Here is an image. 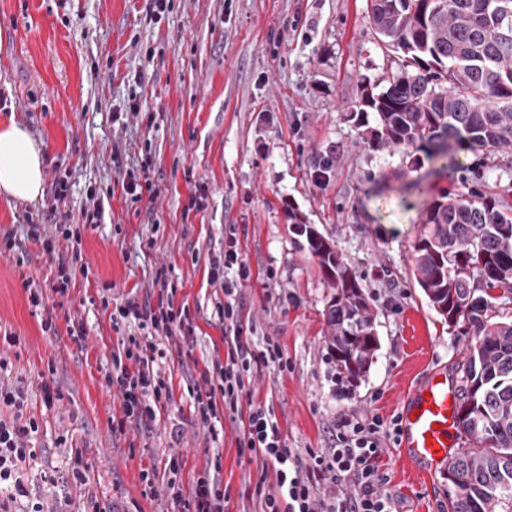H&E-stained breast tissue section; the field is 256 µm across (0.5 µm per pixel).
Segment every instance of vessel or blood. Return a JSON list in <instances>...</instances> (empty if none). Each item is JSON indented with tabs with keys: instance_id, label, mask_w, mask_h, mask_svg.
Masks as SVG:
<instances>
[{
	"instance_id": "obj_1",
	"label": "vessel or blood",
	"mask_w": 512,
	"mask_h": 512,
	"mask_svg": "<svg viewBox=\"0 0 512 512\" xmlns=\"http://www.w3.org/2000/svg\"><path fill=\"white\" fill-rule=\"evenodd\" d=\"M460 431L457 385L446 370H432L404 400L402 453L418 469L443 466L457 446Z\"/></svg>"
}]
</instances>
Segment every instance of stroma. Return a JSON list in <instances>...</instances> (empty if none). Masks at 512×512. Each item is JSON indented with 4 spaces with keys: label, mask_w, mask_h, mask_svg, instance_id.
Masks as SVG:
<instances>
[{
    "label": "stroma",
    "mask_w": 512,
    "mask_h": 512,
    "mask_svg": "<svg viewBox=\"0 0 512 512\" xmlns=\"http://www.w3.org/2000/svg\"><path fill=\"white\" fill-rule=\"evenodd\" d=\"M152 10V0H0V125L27 128L45 164L42 197L0 196V237L20 245L0 253V385L25 388L39 425L36 457L22 465L29 495L0 490V512L36 503L46 512H181L166 492L172 457L183 493L217 463L225 512H256L262 456L239 452L241 424L228 418L212 442L187 390L189 374L224 355V290L208 271L231 226L251 271L238 285L244 314L287 362L253 371L248 400L273 409L292 452L333 446L342 414L391 420L434 367L461 377L468 339L449 331L415 282L413 248L423 210L441 193L476 189L512 203V153L465 150L436 172L424 153L367 148L354 119L359 89L376 87L389 63L367 0H168L159 19ZM145 161L160 194L134 203L121 183ZM91 188L105 218L81 229L88 270L62 298L52 290L57 262L30 241L29 225L49 234L77 222ZM290 207L335 242L375 312L378 349L357 386L338 377L325 345L332 290L297 243ZM160 268L198 329L188 354L167 359L172 400L152 432L115 434L121 403L102 372L123 335L100 295L142 301ZM28 282L41 289V307ZM49 315L52 332L41 325ZM70 316L82 320L84 340L69 335ZM43 382L63 393L54 407L41 400ZM78 450L88 481L60 491L55 480ZM379 465L396 512H442L446 469L413 471L392 439ZM145 469L156 473V494L144 491Z\"/></svg>",
    "instance_id": "obj_1"
}]
</instances>
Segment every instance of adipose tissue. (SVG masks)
Instances as JSON below:
<instances>
[{
  "label": "adipose tissue",
  "mask_w": 512,
  "mask_h": 512,
  "mask_svg": "<svg viewBox=\"0 0 512 512\" xmlns=\"http://www.w3.org/2000/svg\"><path fill=\"white\" fill-rule=\"evenodd\" d=\"M44 158L26 128L0 126V195L32 201L44 192Z\"/></svg>",
  "instance_id": "ef3b65f1"
}]
</instances>
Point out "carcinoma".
Returning a JSON list of instances; mask_svg holds the SVG:
<instances>
[{"label":"carcinoma","mask_w":512,"mask_h":512,"mask_svg":"<svg viewBox=\"0 0 512 512\" xmlns=\"http://www.w3.org/2000/svg\"><path fill=\"white\" fill-rule=\"evenodd\" d=\"M391 55L386 86L362 91L373 151H423L456 161L462 150L512 152V0H370ZM288 223L333 293L325 342L341 379L369 369L374 314L334 242L288 208ZM413 275L435 310L472 336L461 366V447L448 464V512H512V322L488 310L512 303V213L489 194L445 193L423 211Z\"/></svg>","instance_id":"cac0c4a2"}]
</instances>
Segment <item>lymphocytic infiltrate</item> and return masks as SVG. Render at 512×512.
<instances>
[{
  "label": "lymphocytic infiltrate",
  "instance_id": "obj_1",
  "mask_svg": "<svg viewBox=\"0 0 512 512\" xmlns=\"http://www.w3.org/2000/svg\"><path fill=\"white\" fill-rule=\"evenodd\" d=\"M212 282L221 284L226 301L219 307L220 321L228 323L230 337L225 341L224 358L199 375L189 376V394L197 421L218 438L222 417L243 419L237 439L239 450L258 451L264 467L275 474L274 483L259 480L260 512H394L391 497L384 487L388 476L381 471L378 458L388 432L376 416H342L336 423V445L301 457L287 447L276 418L263 406L242 407L245 375L254 367L282 364L283 352L273 341L254 349L244 336L242 321L231 301L239 281L248 279L250 269L238 247L236 237L224 242V257L211 269ZM153 285L156 300L129 302L117 306L122 326L128 330L123 350L112 357L104 373L106 390L115 392L123 415L111 426L112 432H125L127 425L149 431L159 408L170 402L172 393L161 365L170 352V339L193 337L197 325L187 308L176 306L175 291L165 271H157ZM0 404L13 411L12 421L0 420V483H12L16 495L27 496L28 488L19 470L20 462L33 457L32 439L39 426L25 417L22 388L0 389ZM183 512H224L226 497L218 479H197L190 495L173 491Z\"/></svg>",
  "mask_w": 512,
  "mask_h": 512
}]
</instances>
